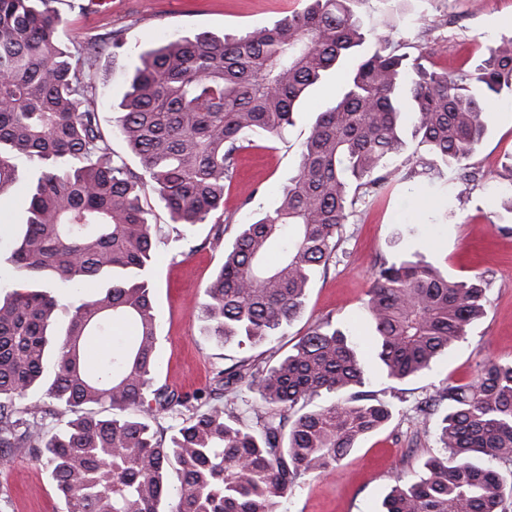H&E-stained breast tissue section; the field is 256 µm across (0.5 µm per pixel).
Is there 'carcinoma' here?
<instances>
[{
    "label": "carcinoma",
    "mask_w": 512,
    "mask_h": 512,
    "mask_svg": "<svg viewBox=\"0 0 512 512\" xmlns=\"http://www.w3.org/2000/svg\"><path fill=\"white\" fill-rule=\"evenodd\" d=\"M53 2L0 0V196L17 181L16 158L42 164L13 237L14 289L0 298V449H37L66 512H278L300 476L334 470L390 422L393 407L341 397L366 384L365 369L352 329L330 318L272 366L242 362L192 394L155 385L149 273L158 230L141 193L151 186L172 224L221 221L248 136L280 137L308 93L340 77L277 206L239 225L204 289L210 335L269 341L304 309L357 205L398 178L444 168L458 171V199L483 179L469 160L492 120L487 100L512 96V38L470 68L438 72L365 28L359 0H305L269 26L159 39L139 54L118 106L137 173L112 152L95 107L99 59L120 32L73 53L59 40ZM410 142L416 159L403 172L396 162ZM48 284L93 292L75 299L61 327ZM485 292L482 277L455 280L414 255L380 261L366 311L385 378L431 370L484 316ZM121 325L132 328L123 345L96 351ZM242 386L255 401L226 409ZM323 392L338 398L312 405ZM26 396L35 403L15 407ZM89 404L113 413L83 411ZM440 406L442 452L415 482L394 487L381 512H506L512 360H489L471 382L440 387L419 416ZM183 408L191 416L158 441L149 420ZM60 416L68 420L46 434Z\"/></svg>",
    "instance_id": "cac0c4a2"
}]
</instances>
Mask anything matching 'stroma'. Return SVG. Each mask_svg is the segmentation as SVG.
Listing matches in <instances>:
<instances>
[{
    "label": "stroma",
    "instance_id": "35a3bbf8",
    "mask_svg": "<svg viewBox=\"0 0 512 512\" xmlns=\"http://www.w3.org/2000/svg\"><path fill=\"white\" fill-rule=\"evenodd\" d=\"M303 5L304 0H107L96 7L90 0L57 2L63 17L60 37L68 47L112 31L121 34L119 53L99 61L96 107L113 152L134 169L138 159L113 130L143 49L164 33L221 36L268 26ZM449 15L457 19L454 26L434 28V21ZM385 32L399 41L401 51L427 52L432 69L450 70L464 56L479 59L488 45L512 36V0H394ZM334 97V83L315 87L295 125L275 142L256 140L240 154L224 193V241H231L238 225L252 221L257 211L274 209L295 171L313 112ZM489 110L491 127L471 159L484 174L482 182L467 197L444 206L435 187L453 178V171L445 169L431 181L393 183L372 203L359 207L343 225L326 272L313 281L301 316L268 343H223L208 336L202 317L204 288L224 258L223 249L208 243L217 227L198 225L194 251L183 253L166 210L152 188H145L142 201L161 228L153 275L161 336L157 381L180 391L207 387L220 370L248 357L275 364L325 317L368 332L366 301L374 269L381 260H394L406 251H419L454 278L481 274L488 281L484 317L425 375L390 383L376 362L373 343L359 346L368 375L365 388L392 404L393 417L331 473L301 476L282 499L280 512H380L390 490L415 480L428 457L440 451L439 418L418 420V402L444 383H468L485 360H512V213L501 206L503 192L512 189V97L498 98ZM37 167L36 161L19 159L16 186L0 196V292L5 294L11 287L12 250L5 226L25 222L26 190ZM253 189L258 192L255 203L245 204L246 193ZM0 512H64L50 474L29 449H8L0 461Z\"/></svg>",
    "mask_w": 512,
    "mask_h": 512
}]
</instances>
